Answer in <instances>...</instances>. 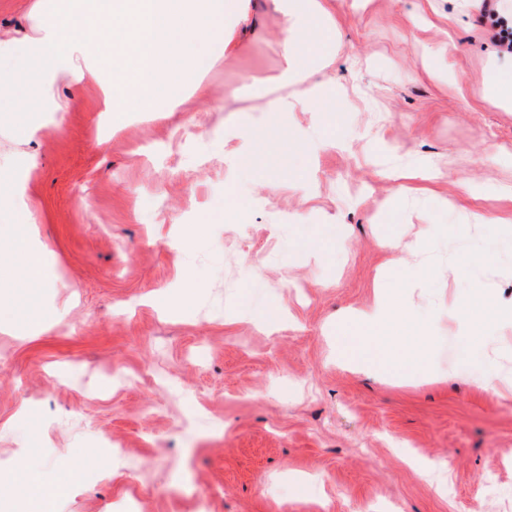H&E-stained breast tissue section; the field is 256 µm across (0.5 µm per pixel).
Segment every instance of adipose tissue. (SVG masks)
Here are the masks:
<instances>
[{"label": "adipose tissue", "instance_id": "ef3b65f1", "mask_svg": "<svg viewBox=\"0 0 512 512\" xmlns=\"http://www.w3.org/2000/svg\"><path fill=\"white\" fill-rule=\"evenodd\" d=\"M335 7V0H288L281 40L284 67L262 111L285 115L335 93V82L323 72L324 55L306 52L310 43L334 40ZM237 11L238 0H32L31 32H0V57L11 62L10 68L0 67V85L10 88L11 101L20 112L18 136L28 139L45 125H63L70 107L57 102L55 95L56 84L64 77L82 86L101 84L103 111L160 112L175 118V108L159 93L171 79L169 60H176L183 73L195 74L202 54L189 52V44L223 55L228 45L224 19ZM32 95L41 98L43 116L24 113V103ZM47 262L42 246L27 245L19 269L6 276V285L39 286ZM409 315L398 294L379 288L371 309L348 315L355 328L353 354L382 365L421 362L423 348L402 355L384 340ZM17 467L25 471L26 485H18L14 474L0 473V498L21 494L25 512H53L68 484L43 479L27 470L25 462Z\"/></svg>", "mask_w": 512, "mask_h": 512}]
</instances>
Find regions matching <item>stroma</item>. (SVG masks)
I'll return each instance as SVG.
<instances>
[{"label": "stroma", "instance_id": "obj_1", "mask_svg": "<svg viewBox=\"0 0 512 512\" xmlns=\"http://www.w3.org/2000/svg\"><path fill=\"white\" fill-rule=\"evenodd\" d=\"M480 6L336 0V96L281 124L258 111L283 66L273 0H242L225 19L232 47L202 73L207 99L173 70L160 94L194 123L71 112L26 140L1 97L0 165L14 178L0 197L24 186L37 222L18 233L1 209L0 251L18 259L32 237L51 261L33 294L11 295L15 319L0 328V471L25 456L74 477L55 512H512V401L476 383L486 369L512 381L500 313L512 246L435 201L476 184L477 209L512 212V108L484 99L504 58ZM251 128L254 146L241 136ZM332 135L347 150L311 157ZM249 147L253 167L238 166ZM425 159L453 170L431 196L399 197L379 174ZM230 187L254 208L224 210ZM387 236L428 243L427 287L385 268ZM381 268L421 320L408 334L430 336L420 369L362 374L336 357L342 317L373 306ZM188 276L194 293L169 315ZM454 299L473 302L465 366L450 352L458 319L435 313ZM272 304L287 316L271 331L232 316ZM399 441L442 462L448 492L402 461ZM298 475L315 478L313 496H295Z\"/></svg>", "mask_w": 512, "mask_h": 512}]
</instances>
